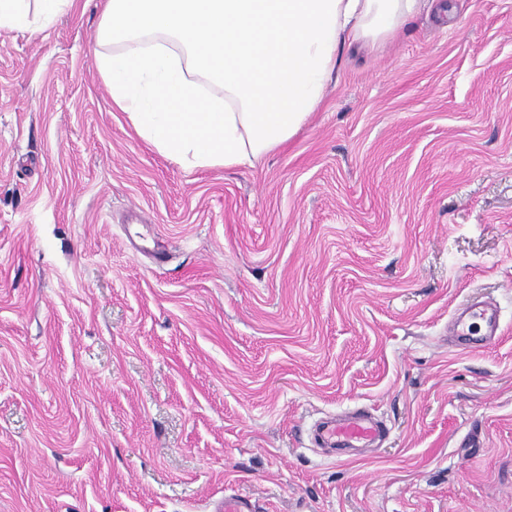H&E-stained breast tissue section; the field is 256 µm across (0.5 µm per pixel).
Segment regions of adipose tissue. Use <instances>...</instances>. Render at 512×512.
<instances>
[{
	"label": "adipose tissue",
	"instance_id": "1",
	"mask_svg": "<svg viewBox=\"0 0 512 512\" xmlns=\"http://www.w3.org/2000/svg\"><path fill=\"white\" fill-rule=\"evenodd\" d=\"M74 0H0V30L49 31ZM427 0H104L112 104L184 167L277 151L316 112L341 46L387 43ZM223 89L207 96L201 83Z\"/></svg>",
	"mask_w": 512,
	"mask_h": 512
}]
</instances>
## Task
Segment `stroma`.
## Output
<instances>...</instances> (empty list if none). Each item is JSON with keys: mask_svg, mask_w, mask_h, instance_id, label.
<instances>
[{"mask_svg": "<svg viewBox=\"0 0 512 512\" xmlns=\"http://www.w3.org/2000/svg\"><path fill=\"white\" fill-rule=\"evenodd\" d=\"M448 3L225 169L113 110L93 0L0 31V512H512V0ZM474 317H478L482 322V326H479L476 332H473V323L468 324ZM499 328L498 310L489 303L471 306L468 320L460 316L450 325L451 335L456 345L462 350L469 351L484 348L498 338ZM316 430L317 437L332 448H357L380 437L385 425L371 414L354 413L321 421Z\"/></svg>", "mask_w": 512, "mask_h": 512, "instance_id": "stroma-1", "label": "stroma"}]
</instances>
